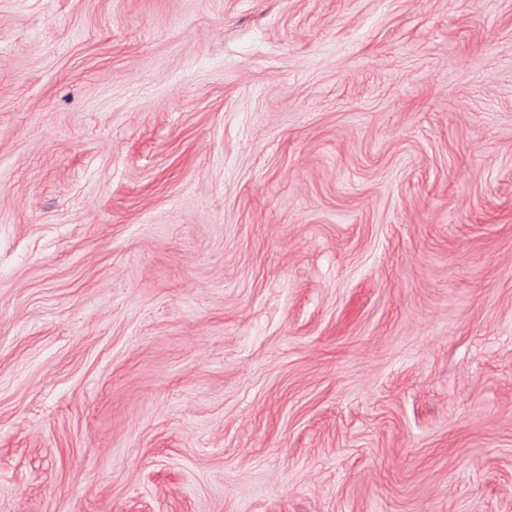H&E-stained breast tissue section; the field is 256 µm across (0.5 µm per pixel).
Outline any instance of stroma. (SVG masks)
Here are the masks:
<instances>
[{"label":"stroma","instance_id":"1","mask_svg":"<svg viewBox=\"0 0 512 512\" xmlns=\"http://www.w3.org/2000/svg\"><path fill=\"white\" fill-rule=\"evenodd\" d=\"M0 512H512V0H0Z\"/></svg>","mask_w":512,"mask_h":512}]
</instances>
